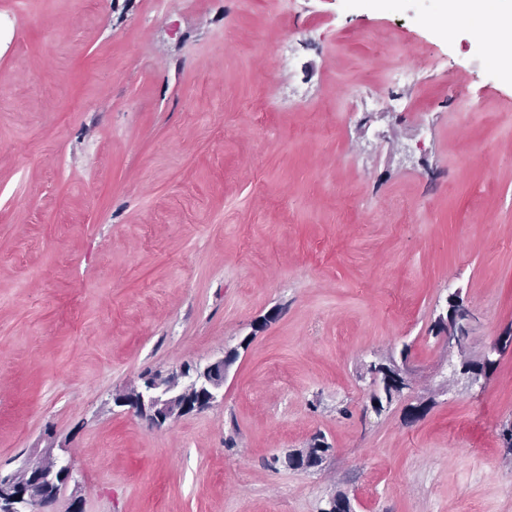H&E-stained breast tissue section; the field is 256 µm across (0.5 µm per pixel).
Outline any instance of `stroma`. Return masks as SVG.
<instances>
[{
    "instance_id": "35a3bbf8",
    "label": "stroma",
    "mask_w": 512,
    "mask_h": 512,
    "mask_svg": "<svg viewBox=\"0 0 512 512\" xmlns=\"http://www.w3.org/2000/svg\"><path fill=\"white\" fill-rule=\"evenodd\" d=\"M306 2L0 0V470L65 456L84 512H512V346L468 390L429 332L454 291L472 358L512 325V32L470 33L500 0L452 35L451 0ZM233 347L209 409L113 403Z\"/></svg>"
}]
</instances>
